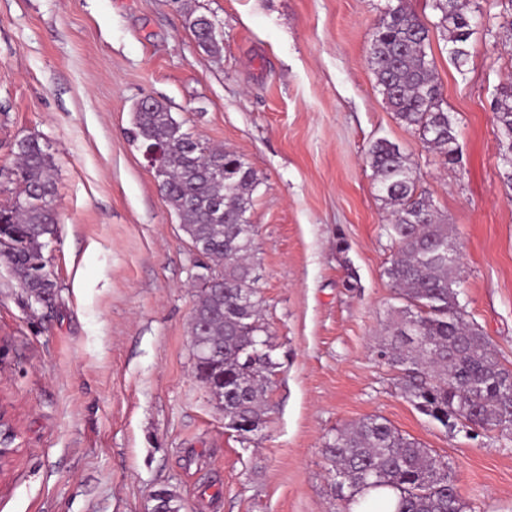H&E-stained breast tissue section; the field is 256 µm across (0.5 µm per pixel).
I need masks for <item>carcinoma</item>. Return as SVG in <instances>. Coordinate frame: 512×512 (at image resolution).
<instances>
[{
	"label": "carcinoma",
	"instance_id": "1",
	"mask_svg": "<svg viewBox=\"0 0 512 512\" xmlns=\"http://www.w3.org/2000/svg\"><path fill=\"white\" fill-rule=\"evenodd\" d=\"M436 26L446 32L448 61L468 71L469 41L490 23L480 8L467 13L463 0H434ZM198 46L219 55L223 45L211 20L188 14ZM428 25L405 3L389 4L374 25L369 64L398 118L446 164H455V122L443 108L434 60L427 48ZM493 112L499 133L500 170L512 188V78L495 89ZM130 139L143 149H163L164 194L193 244L202 246L194 267L213 274L199 289L191 323L196 377L224 405V428L247 440L268 411L273 345L259 312V288L250 259L255 225L249 212L259 184L241 157L205 145L168 108L155 101L133 113ZM21 186L12 204L0 206V249L26 293L39 304L56 295L44 250L60 224L55 167L47 146L33 135L14 143ZM376 189L391 208L387 236L396 248L384 274L406 305L387 326L380 355L400 371L403 395L414 408L443 427L462 422L512 442V370L496 357L487 336L460 305V259H448V225L418 191L417 173L399 146L385 139L368 151ZM224 170L214 179L206 171ZM348 512H464L448 467L413 437L380 416H367L336 430L325 442ZM162 512H182L183 502L159 490Z\"/></svg>",
	"mask_w": 512,
	"mask_h": 512
}]
</instances>
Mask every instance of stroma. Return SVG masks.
Instances as JSON below:
<instances>
[{
    "mask_svg": "<svg viewBox=\"0 0 512 512\" xmlns=\"http://www.w3.org/2000/svg\"><path fill=\"white\" fill-rule=\"evenodd\" d=\"M387 4L0 0V204L20 191L14 141L35 135L54 155L60 215L44 251L51 303L31 302L0 261V405L19 448L0 512H149L163 488L184 512H345L323 445L371 415L447 462L466 512H512V443L431 421L379 355L401 301L368 159L385 139L413 161L461 253L459 301L512 369V193L491 109L512 41L477 30L459 75L433 0H407L432 26L459 133L462 161L445 165L369 65ZM189 8L211 18L221 55L198 47ZM145 97L258 174L250 220L276 366L246 441L195 373V253L127 135Z\"/></svg>",
    "mask_w": 512,
    "mask_h": 512,
    "instance_id": "stroma-1",
    "label": "stroma"
}]
</instances>
